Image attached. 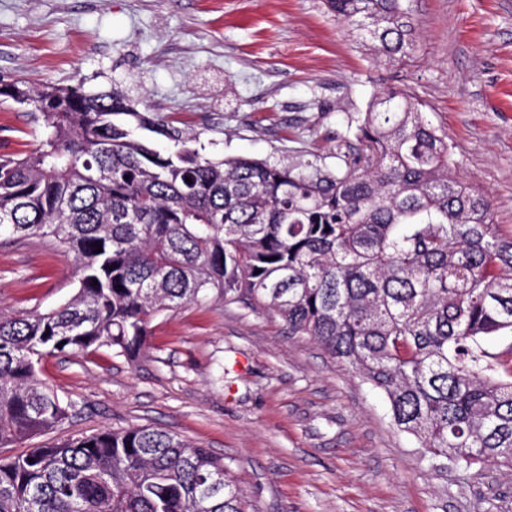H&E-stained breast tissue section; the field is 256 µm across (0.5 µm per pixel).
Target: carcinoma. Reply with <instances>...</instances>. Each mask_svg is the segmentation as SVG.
Here are the masks:
<instances>
[{
	"instance_id": "1",
	"label": "carcinoma",
	"mask_w": 512,
	"mask_h": 512,
	"mask_svg": "<svg viewBox=\"0 0 512 512\" xmlns=\"http://www.w3.org/2000/svg\"><path fill=\"white\" fill-rule=\"evenodd\" d=\"M406 2L324 0L391 64L413 46ZM0 95L45 117L39 148L0 157V236L51 237L79 273L56 307L0 311L1 448L74 411L37 374L40 357L105 346L135 359L156 315L218 299L310 337L382 392L393 424L432 456L512 469V365L484 347L512 335V235L490 196L460 181L448 135L408 89L347 117L362 149L334 165L211 158L115 87L16 81ZM0 512L253 508L223 459L132 426L0 458Z\"/></svg>"
}]
</instances>
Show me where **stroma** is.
I'll use <instances>...</instances> for the list:
<instances>
[{"mask_svg": "<svg viewBox=\"0 0 512 512\" xmlns=\"http://www.w3.org/2000/svg\"><path fill=\"white\" fill-rule=\"evenodd\" d=\"M413 49L374 62L322 0H0V85L120 81L140 112L215 158L324 156L355 146L347 114L409 89L448 134L458 174L512 234V0H410ZM40 113L0 96V156L39 145ZM75 258L0 237V309L43 310L77 286ZM79 409L64 434L163 428L223 458L256 512H512V472L434 462L389 404L279 316L237 304L157 315L138 359L99 348L42 359Z\"/></svg>", "mask_w": 512, "mask_h": 512, "instance_id": "obj_1", "label": "stroma"}]
</instances>
